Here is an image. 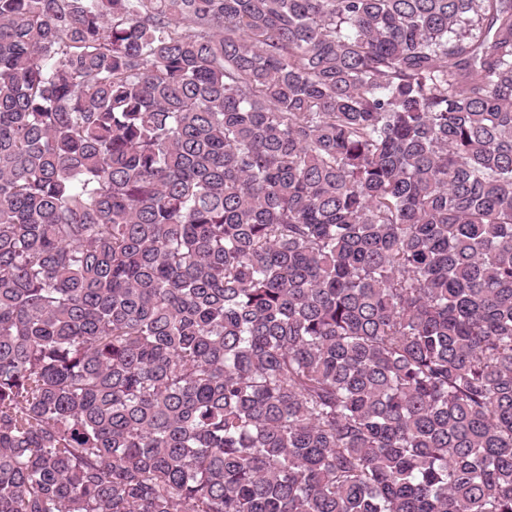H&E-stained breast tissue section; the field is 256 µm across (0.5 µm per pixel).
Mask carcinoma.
<instances>
[{"label":"carcinoma","mask_w":512,"mask_h":512,"mask_svg":"<svg viewBox=\"0 0 512 512\" xmlns=\"http://www.w3.org/2000/svg\"><path fill=\"white\" fill-rule=\"evenodd\" d=\"M0 512H512V0H0Z\"/></svg>","instance_id":"1"}]
</instances>
